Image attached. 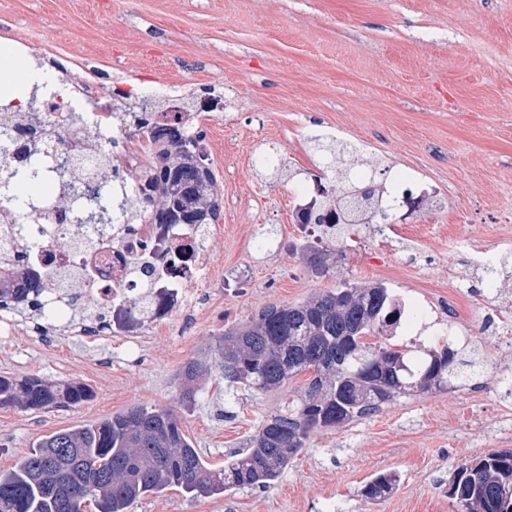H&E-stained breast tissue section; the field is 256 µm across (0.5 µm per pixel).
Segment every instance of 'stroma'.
Instances as JSON below:
<instances>
[{"label":"stroma","mask_w":512,"mask_h":512,"mask_svg":"<svg viewBox=\"0 0 512 512\" xmlns=\"http://www.w3.org/2000/svg\"><path fill=\"white\" fill-rule=\"evenodd\" d=\"M1 41L50 81L80 76L107 90L130 134L135 112H197L218 99L208 163L224 210L205 243L211 280L188 285L166 326L90 341L65 318L48 339L11 313L0 376L74 380L94 397L67 410L0 408V471L45 435L139 405L175 409L185 436L221 468L306 377L265 394L239 390L228 418L217 375L203 400L181 407L183 364L268 306L379 282L461 335L455 348L474 364L470 379L314 432L269 488L199 498L173 488L131 512H462L448 496L458 467L512 448V349L498 336L512 291L488 290L473 260L512 238V0H0ZM314 135L367 143L359 161L376 183L413 175L446 205L395 212L400 233L384 243L368 225H350L328 245V272L316 271L289 194L298 177L322 173ZM262 154L281 169L258 167ZM382 471L399 482L374 503L362 489Z\"/></svg>","instance_id":"stroma-1"}]
</instances>
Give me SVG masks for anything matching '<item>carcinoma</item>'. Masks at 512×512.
<instances>
[{
    "mask_svg": "<svg viewBox=\"0 0 512 512\" xmlns=\"http://www.w3.org/2000/svg\"><path fill=\"white\" fill-rule=\"evenodd\" d=\"M138 128L155 135L158 151L143 178L118 180L135 190L123 201L124 223L211 224L214 179L196 162L195 152L178 130L158 134L151 118ZM331 162L329 189L310 214L315 224L330 223L331 207L343 211L346 223L358 216L353 200L370 189L372 199L381 186L354 180L350 168L336 165V156L356 154L343 142L324 149ZM26 165L37 175L24 177L25 204L45 224L70 206V195L46 200L41 186L49 179H87L94 174L74 157L60 167L39 153H29ZM20 194L14 174H0V211L17 207ZM47 277L51 285L40 283ZM40 275L23 266H0V308H30L51 316V307L74 287L53 274ZM154 296L147 292L127 312L142 325ZM398 318L394 299L381 284H343L324 290L306 302L272 305L251 320L224 328L214 346L215 359H192L180 371L182 400L196 404L201 381L215 370L224 379V402L236 401L239 388L267 393L295 376L310 372L303 392L262 421L250 448L224 461V469L208 468L184 436L178 415L169 409L134 406L99 423L60 430L38 440L15 466L0 472V512H85L86 502L98 512H128L137 501L170 487L192 498L222 495L229 490L268 488L291 459L307 447L317 430L336 428L372 414L399 396L445 389L458 371L457 352L442 339L426 348L403 345L376 348L365 342ZM93 398V391L73 380L37 375L0 376V407L22 411L70 409ZM511 450L492 451L460 468L448 496L465 512H512ZM397 475L376 474L362 495L374 502L393 491Z\"/></svg>",
    "mask_w": 512,
    "mask_h": 512,
    "instance_id": "cac0c4a2",
    "label": "carcinoma"
}]
</instances>
